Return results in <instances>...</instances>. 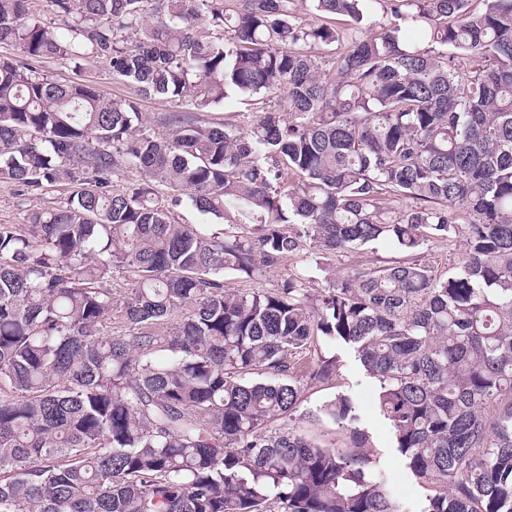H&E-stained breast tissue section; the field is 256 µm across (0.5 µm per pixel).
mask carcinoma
<instances>
[{
  "label": "carcinoma",
  "instance_id": "carcinoma-1",
  "mask_svg": "<svg viewBox=\"0 0 512 512\" xmlns=\"http://www.w3.org/2000/svg\"><path fill=\"white\" fill-rule=\"evenodd\" d=\"M27 2L0 0V180L68 192L0 224V512H397L350 396L319 411L351 447L286 426L323 336L378 381L424 512H512V0ZM43 58L106 61L168 133ZM233 96L264 108L199 118ZM456 239L453 272L420 259ZM377 241L405 258L331 267ZM289 256L326 285L224 289ZM137 102L143 116L151 123L153 131L159 134L164 133L165 128L159 123L158 117L165 112L174 110V105L164 100L145 97H138Z\"/></svg>",
  "mask_w": 512,
  "mask_h": 512
}]
</instances>
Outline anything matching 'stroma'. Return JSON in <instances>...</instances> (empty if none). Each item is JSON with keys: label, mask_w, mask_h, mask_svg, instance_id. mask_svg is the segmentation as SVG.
I'll use <instances>...</instances> for the list:
<instances>
[{"label": "stroma", "mask_w": 512, "mask_h": 512, "mask_svg": "<svg viewBox=\"0 0 512 512\" xmlns=\"http://www.w3.org/2000/svg\"><path fill=\"white\" fill-rule=\"evenodd\" d=\"M38 68L61 82L80 79L95 81L111 97H126L130 94L129 87L114 77L109 66L100 61L87 63L79 70L71 64L46 59L39 63ZM56 198V193L52 192L43 199L28 200L19 196L15 184L0 181V224L25 223L28 210L50 206ZM398 256L399 253L394 247L378 242L362 250L333 255L330 263L336 271L342 272L351 267L373 268L395 260ZM297 272L312 280L315 286L324 284L322 271L306 264L301 258L290 257L267 268L262 276L254 280L238 274H225L224 285L243 291H270L278 288L284 280ZM319 347L323 356L335 359L336 372L328 381L314 382L306 386L303 401L295 414L300 432L323 445L338 448L349 446L348 431L337 429L336 425L317 417L316 412L320 405L333 399L336 394L350 395L357 404L359 426L365 432L373 450V476L385 484L396 501L399 512H423L430 488L411 473L402 456L392 446L389 427L376 409L377 381L366 374L351 346L323 338L319 341Z\"/></svg>", "instance_id": "stroma-1"}]
</instances>
